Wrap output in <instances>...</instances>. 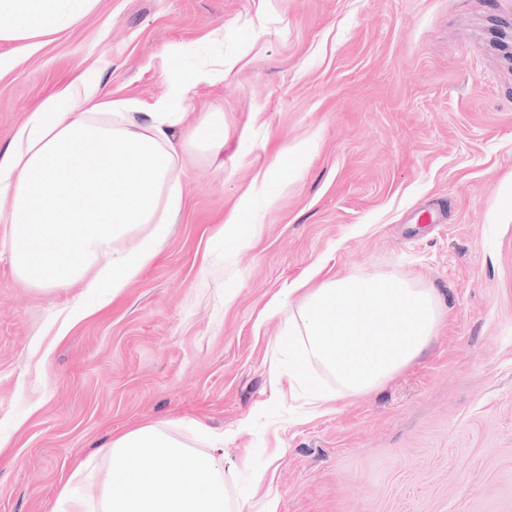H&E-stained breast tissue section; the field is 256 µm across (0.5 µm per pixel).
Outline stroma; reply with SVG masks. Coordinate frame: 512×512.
<instances>
[{
    "label": "stroma",
    "instance_id": "obj_1",
    "mask_svg": "<svg viewBox=\"0 0 512 512\" xmlns=\"http://www.w3.org/2000/svg\"><path fill=\"white\" fill-rule=\"evenodd\" d=\"M512 0H98L0 41V152L75 76L143 108L193 84L184 209L123 296L14 274L0 224V512H53L74 461L159 424L259 512H512ZM223 75L198 79L211 62ZM238 215V231L220 234ZM435 289L443 323L382 388L306 410L279 302L314 268Z\"/></svg>",
    "mask_w": 512,
    "mask_h": 512
}]
</instances>
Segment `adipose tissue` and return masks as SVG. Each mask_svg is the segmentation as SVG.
<instances>
[{
  "instance_id": "adipose-tissue-1",
  "label": "adipose tissue",
  "mask_w": 512,
  "mask_h": 512,
  "mask_svg": "<svg viewBox=\"0 0 512 512\" xmlns=\"http://www.w3.org/2000/svg\"><path fill=\"white\" fill-rule=\"evenodd\" d=\"M98 0H0V40L24 42L76 24ZM176 101L150 111L101 93L82 74L48 100L0 155V223L9 227L16 276L40 290L83 282L88 303L74 324L119 299L157 256L184 208L181 156L203 141L224 147L213 117L183 126ZM443 307L433 289L392 274H345L288 302V335L300 338L295 373L313 408L373 391L417 360L436 336ZM329 375L325 390L312 369ZM62 482L59 512H244L219 461L166 428L121 433ZM97 498L79 495L87 480Z\"/></svg>"
}]
</instances>
